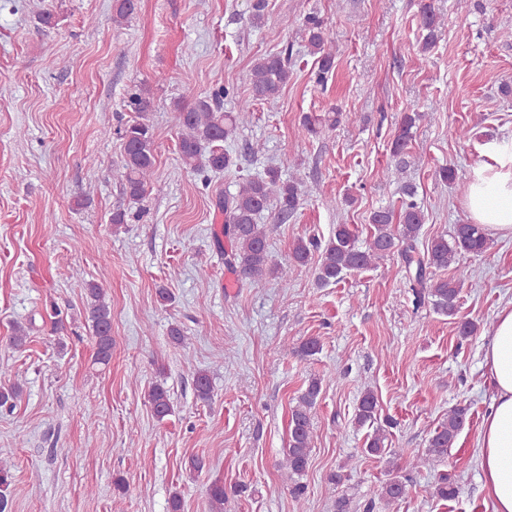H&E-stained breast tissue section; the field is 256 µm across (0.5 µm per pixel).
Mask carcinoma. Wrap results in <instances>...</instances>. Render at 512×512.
Listing matches in <instances>:
<instances>
[{
  "label": "carcinoma",
  "mask_w": 512,
  "mask_h": 512,
  "mask_svg": "<svg viewBox=\"0 0 512 512\" xmlns=\"http://www.w3.org/2000/svg\"><path fill=\"white\" fill-rule=\"evenodd\" d=\"M135 11V0H113L112 22L122 23ZM421 28L425 31L422 50H428L438 37L439 17L432 0H421ZM307 37L308 53L315 58L316 81L322 83L335 67L336 47L324 20L316 14L304 18L302 25ZM291 76L289 53H269L256 60L249 77L251 98L273 101L281 93ZM230 95L226 87H219L208 95H199L191 101L174 103L178 127V150L182 165L192 172H222L238 166L237 157L224 149V142L251 121L249 103L245 102L234 112H226L221 98ZM136 118L117 129L122 140L123 155L120 177L123 194L133 204L145 199L156 168L155 134L151 120L153 100L149 93L137 89L125 101ZM420 120L416 112H407L401 118L399 133L393 142V156L399 157L413 137V128ZM337 118L329 117L315 122L305 117L303 126L308 133L319 136L332 130ZM303 191L295 181L284 180L276 167L264 174L245 179L236 194L224 198V236L234 250L226 254V264L235 269L240 280L259 283L270 274L286 280L297 266H305L312 251L320 250L315 266V281L321 287L335 285L358 270L377 266L394 254L414 272L411 288L415 304L430 303L433 309L448 317L457 314L461 284L454 279L438 278L430 270H445L466 256H479L486 252L489 239L481 225L463 223L453 225L451 234L434 238L424 248H419L418 235L426 223L423 206L415 200L416 191L411 185L404 187V200L399 224H393V214L386 210L373 212L369 219L371 235L367 245L359 243L358 236L346 224L336 225L325 245L312 240L297 239L286 262L277 260L268 249L266 232L256 222L259 213L271 207L277 209V218L288 219L299 205ZM86 320L91 323L96 337L94 363L107 364L112 358V312L106 301L104 288L98 283L87 284ZM196 396L203 402L211 400V382L208 375L197 374L194 380ZM321 392V381L308 380L297 405L291 410L288 444L282 466L289 476L302 475L310 460L313 443L311 409ZM148 402L154 416L162 421L174 413L169 391L157 382L148 391ZM466 409L455 407L434 429L428 439L427 457L416 458L411 469L418 470L431 460L448 456L458 432L466 420ZM355 421L360 427L368 426L373 432L367 435L364 451L369 456L382 457L389 453L386 430L377 425L378 404L374 392L367 389L358 400ZM391 477L381 488V499L387 508L408 498L414 486L408 472L397 464L389 469ZM12 481L11 466L0 461V512L7 508L5 491ZM459 488L455 477L441 471L435 477L433 495L442 501L453 500ZM207 495L214 512H224L226 491L224 483L215 481L207 487Z\"/></svg>",
  "instance_id": "carcinoma-1"
}]
</instances>
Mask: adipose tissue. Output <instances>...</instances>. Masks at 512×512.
Returning a JSON list of instances; mask_svg holds the SVG:
<instances>
[{"instance_id": "obj_1", "label": "adipose tissue", "mask_w": 512, "mask_h": 512, "mask_svg": "<svg viewBox=\"0 0 512 512\" xmlns=\"http://www.w3.org/2000/svg\"><path fill=\"white\" fill-rule=\"evenodd\" d=\"M488 152L489 162L470 175L463 204L487 235L512 237V141L490 144ZM485 362L494 395L478 440L479 466L493 512H512V304L497 313Z\"/></svg>"}]
</instances>
